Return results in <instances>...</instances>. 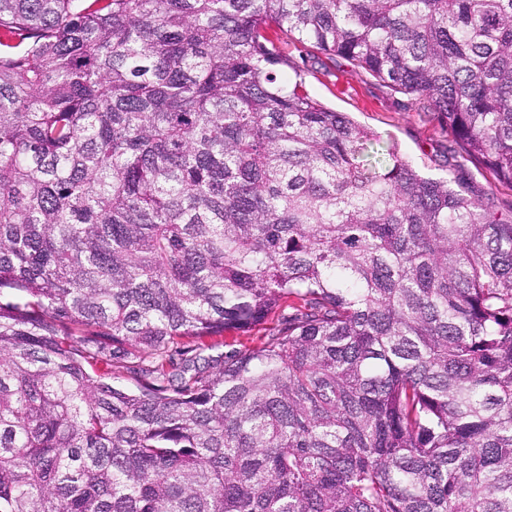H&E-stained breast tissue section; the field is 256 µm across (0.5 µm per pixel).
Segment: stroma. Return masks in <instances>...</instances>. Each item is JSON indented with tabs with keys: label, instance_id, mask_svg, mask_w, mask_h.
Returning <instances> with one entry per match:
<instances>
[{
	"label": "stroma",
	"instance_id": "obj_1",
	"mask_svg": "<svg viewBox=\"0 0 512 512\" xmlns=\"http://www.w3.org/2000/svg\"><path fill=\"white\" fill-rule=\"evenodd\" d=\"M283 49L312 97L350 114L381 145L396 146L422 172L445 175L452 138L419 100L391 90L347 60L320 53L309 44L291 39Z\"/></svg>",
	"mask_w": 512,
	"mask_h": 512
}]
</instances>
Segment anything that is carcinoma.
Masks as SVG:
<instances>
[{
  "label": "carcinoma",
  "instance_id": "carcinoma-1",
  "mask_svg": "<svg viewBox=\"0 0 512 512\" xmlns=\"http://www.w3.org/2000/svg\"><path fill=\"white\" fill-rule=\"evenodd\" d=\"M275 30L422 99L448 175ZM467 162L512 187V0H0V512H512Z\"/></svg>",
  "mask_w": 512,
  "mask_h": 512
}]
</instances>
